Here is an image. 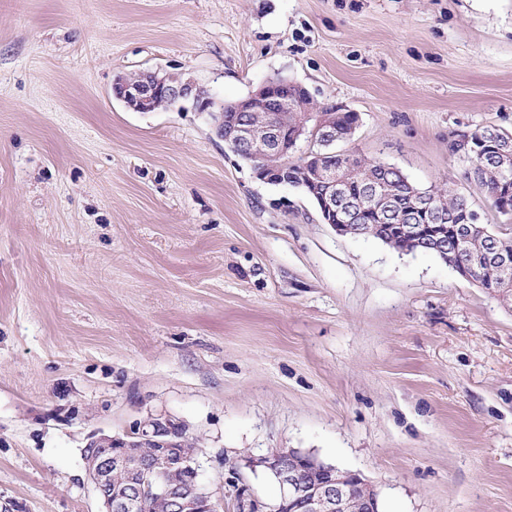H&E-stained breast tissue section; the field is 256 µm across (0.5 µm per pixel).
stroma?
Segmentation results:
<instances>
[{
    "instance_id": "stroma-1",
    "label": "stroma",
    "mask_w": 512,
    "mask_h": 512,
    "mask_svg": "<svg viewBox=\"0 0 512 512\" xmlns=\"http://www.w3.org/2000/svg\"><path fill=\"white\" fill-rule=\"evenodd\" d=\"M147 71L224 102L296 82L357 114L339 150L512 236L449 148L512 133V0H0V512H101L84 446L153 418L222 512L277 499L248 465L274 448L382 512H512V305L338 235L191 102L114 98Z\"/></svg>"
}]
</instances>
